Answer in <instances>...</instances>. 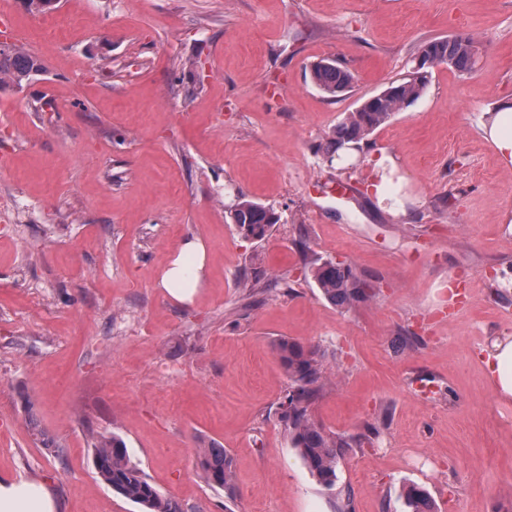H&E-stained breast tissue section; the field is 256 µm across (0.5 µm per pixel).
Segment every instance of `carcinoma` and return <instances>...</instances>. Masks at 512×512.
<instances>
[{
  "instance_id": "1",
  "label": "carcinoma",
  "mask_w": 512,
  "mask_h": 512,
  "mask_svg": "<svg viewBox=\"0 0 512 512\" xmlns=\"http://www.w3.org/2000/svg\"><path fill=\"white\" fill-rule=\"evenodd\" d=\"M478 64L476 40L471 35L442 36L420 43L406 73L392 81L381 93L363 100L346 114L329 133L321 151L322 163L340 173H353L363 163L365 142L381 126L425 93L432 70L438 66L461 74L472 73ZM44 71L42 62L19 46L0 48V83L9 80L24 88ZM314 85L332 98L353 87L354 75L335 60H321L311 66ZM228 217L244 234L262 240L280 221L270 206L237 198L228 206ZM312 277L322 296L333 305L348 310L375 294L374 286L343 262L315 258L309 261ZM275 350L291 381L282 402V419L293 447L305 465L327 489L336 486V469L344 449L352 439L328 434L310 414V406L323 388L322 356L317 347L286 339ZM93 464L103 481L113 491L144 507V512H182L180 505L160 492L132 462L124 442L116 437L95 439ZM201 471L205 481L231 495L234 492L233 460L224 447L212 443L201 449ZM405 506L409 512H435L428 491L415 484L407 487Z\"/></svg>"
}]
</instances>
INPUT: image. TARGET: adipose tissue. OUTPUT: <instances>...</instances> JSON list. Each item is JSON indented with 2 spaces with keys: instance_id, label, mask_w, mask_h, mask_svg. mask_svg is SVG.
<instances>
[{
  "instance_id": "ef3b65f1",
  "label": "adipose tissue",
  "mask_w": 512,
  "mask_h": 512,
  "mask_svg": "<svg viewBox=\"0 0 512 512\" xmlns=\"http://www.w3.org/2000/svg\"><path fill=\"white\" fill-rule=\"evenodd\" d=\"M207 250L199 239L182 242L177 256L160 275L157 285L179 302L193 300L204 277ZM486 364L496 392L512 397V336H501L491 344ZM59 505L44 487L22 477L0 474V512H58Z\"/></svg>"
}]
</instances>
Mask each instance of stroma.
<instances>
[{"label":"stroma","instance_id":"35a3bbf8","mask_svg":"<svg viewBox=\"0 0 512 512\" xmlns=\"http://www.w3.org/2000/svg\"><path fill=\"white\" fill-rule=\"evenodd\" d=\"M0 14V43L45 66L0 85V473L62 512H141L93 465L103 434L185 512H405L413 483L437 512L512 506V399L485 365L512 336V300L491 293L512 265V164L483 133L512 104V0H59L38 17L0 0ZM458 34L480 40L477 70L434 68L338 191L317 154L328 133L422 39ZM323 58L351 92L314 86ZM383 154L406 212L368 190ZM238 196L279 213L264 239L231 224ZM193 238L208 275L179 302L156 282ZM308 255L350 264L375 296L330 304ZM452 279L468 287L453 318ZM284 338L320 348L331 379L311 416L354 440L331 490L281 420ZM214 442L236 499L202 476ZM311 80L325 94L336 98L353 87L354 75L336 60H321L311 66Z\"/></svg>","mask_w":512,"mask_h":512}]
</instances>
